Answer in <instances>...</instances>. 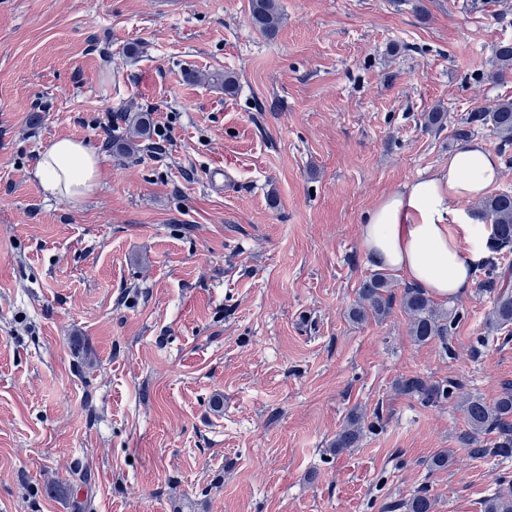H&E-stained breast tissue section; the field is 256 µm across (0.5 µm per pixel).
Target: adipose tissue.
I'll return each mask as SVG.
<instances>
[{
  "label": "adipose tissue",
  "instance_id": "1",
  "mask_svg": "<svg viewBox=\"0 0 512 512\" xmlns=\"http://www.w3.org/2000/svg\"><path fill=\"white\" fill-rule=\"evenodd\" d=\"M32 176L44 195L78 202L98 186L101 161L83 142L63 137L40 153ZM500 178L497 157L479 141L462 142L447 166L408 180L371 211L360 229L368 265L438 298L464 296L489 257L487 232L465 205Z\"/></svg>",
  "mask_w": 512,
  "mask_h": 512
}]
</instances>
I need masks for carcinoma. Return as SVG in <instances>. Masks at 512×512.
I'll use <instances>...</instances> for the list:
<instances>
[{
  "label": "carcinoma",
  "mask_w": 512,
  "mask_h": 512,
  "mask_svg": "<svg viewBox=\"0 0 512 512\" xmlns=\"http://www.w3.org/2000/svg\"><path fill=\"white\" fill-rule=\"evenodd\" d=\"M250 22L259 32L273 36L278 30L280 20L279 0H250ZM497 70L493 79L502 80L512 72V41H502L494 50ZM132 127L131 137L112 136V147L126 153L135 147L133 139L148 140L152 136L150 119L135 113L124 117ZM466 128L459 132L465 136L474 128H491L503 146L512 144V100L500 101L492 110L481 107L471 110L466 117ZM478 217L490 225V250L494 254L512 247V192L499 191L486 197L477 210ZM479 287L493 294L492 306L486 318V327L491 331L506 330L512 326V282L498 272L497 262L491 260L485 264L484 278ZM358 302L350 308L348 317L355 323L363 322L368 316L377 320L385 319L394 303H400L401 309L409 321V332L414 341L425 344L438 339L448 344V336L453 334L454 325L459 318L458 311L445 310L438 306L423 290L407 287L401 293H395L391 279L383 272H375L363 280L358 289ZM454 386L431 383L420 376L404 378L398 382V390L417 398L423 404H434L453 394ZM461 405L465 413L470 435L473 441L478 436L498 432V441L494 454L508 460L512 458V387H506L491 402L481 396L467 395ZM362 435L360 417L353 412L348 416L344 428L336 434L332 447L340 453L353 448ZM435 500L422 490L405 504L406 512H434ZM483 512H512V488H499L483 503Z\"/></svg>",
  "instance_id": "carcinoma-1"
}]
</instances>
